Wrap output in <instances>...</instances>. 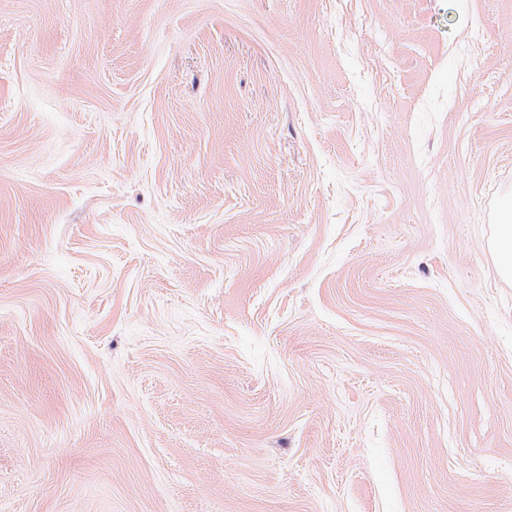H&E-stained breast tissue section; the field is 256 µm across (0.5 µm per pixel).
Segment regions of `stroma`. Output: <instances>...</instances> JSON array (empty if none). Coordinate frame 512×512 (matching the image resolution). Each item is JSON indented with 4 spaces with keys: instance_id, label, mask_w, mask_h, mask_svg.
Listing matches in <instances>:
<instances>
[{
    "instance_id": "obj_1",
    "label": "stroma",
    "mask_w": 512,
    "mask_h": 512,
    "mask_svg": "<svg viewBox=\"0 0 512 512\" xmlns=\"http://www.w3.org/2000/svg\"><path fill=\"white\" fill-rule=\"evenodd\" d=\"M512 0H0V512H512ZM496 233L489 242V250L499 274L512 278V205L500 210Z\"/></svg>"
}]
</instances>
